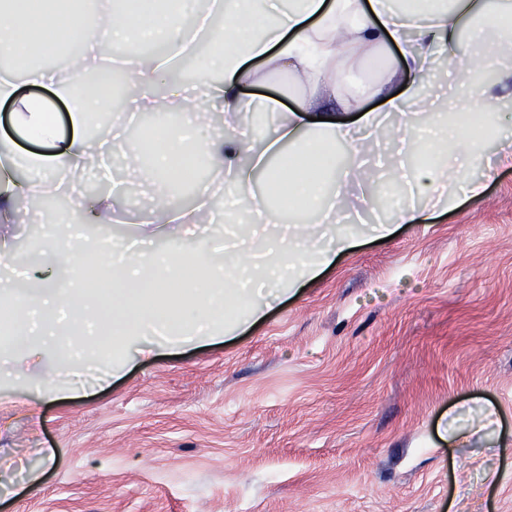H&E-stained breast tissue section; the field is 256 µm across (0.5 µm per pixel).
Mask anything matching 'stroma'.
<instances>
[{
    "label": "stroma",
    "instance_id": "35a3bbf8",
    "mask_svg": "<svg viewBox=\"0 0 512 512\" xmlns=\"http://www.w3.org/2000/svg\"><path fill=\"white\" fill-rule=\"evenodd\" d=\"M114 178L120 223L83 224L75 251L148 217V189ZM38 212L0 224L17 292L50 273ZM365 226L342 224L356 247L216 343L50 354L21 377L0 351V512H512V167L389 241Z\"/></svg>",
    "mask_w": 512,
    "mask_h": 512
}]
</instances>
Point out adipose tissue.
Returning <instances> with one entry per match:
<instances>
[{"label": "adipose tissue", "mask_w": 512, "mask_h": 512, "mask_svg": "<svg viewBox=\"0 0 512 512\" xmlns=\"http://www.w3.org/2000/svg\"><path fill=\"white\" fill-rule=\"evenodd\" d=\"M94 5L88 13L80 0H0L1 49L24 43L38 55L48 30L58 46L80 48L66 78L41 65L21 76L0 73V107L8 108L16 131L41 146L26 151L0 136V222L16 219L19 198L61 190L73 210L97 222L101 213L113 212V200H88L78 184L95 158L113 157L124 159L151 189L145 237H173L186 225L232 217L240 243L220 260L200 244L172 254L129 251L117 262L109 259L108 244L99 243L91 248L97 264L91 277L66 243H52L54 260L66 273L63 286L27 295L11 326L30 363L41 362L46 335L65 360L79 349L119 358L132 337L159 331L170 342H201L259 321L273 301L353 247L354 237L337 231L336 214L369 180L366 156L380 130L388 132L392 170L407 186L391 202L394 224H421L434 211L456 208L460 197L482 196L498 166H512V140L501 125L512 100L487 84L463 91L453 103L434 89L446 56L456 55L457 73L465 79L512 61V0H416L402 8L394 0H220L221 28L204 22L193 31L183 22L195 12L192 0H156L151 11L137 0ZM464 33L474 50L455 54ZM159 37L165 52L137 60L124 77L127 108L163 119L174 107L181 123L165 128L161 143L148 144L144 160L127 154L122 125L90 141L94 117L112 108L106 84L120 67L106 59V46ZM202 37L222 44L197 59L204 84L160 92L162 77ZM390 51L395 57L377 82L362 91L343 89L348 66ZM88 72L102 78V89L78 90ZM270 74L299 86L293 105L245 97L244 88ZM26 85L51 87L68 110L71 136L62 135L59 116L44 97L23 93ZM367 96L380 99V107L365 108ZM203 108L221 113V136L198 134L192 115ZM258 109L275 118L261 140L244 123ZM339 110L351 121L335 120ZM491 145L496 154L490 160ZM201 156L211 179L197 185L193 207H178L174 198ZM257 171L266 186L260 197L251 180ZM217 180L232 202L221 213L214 208ZM394 224L377 225L376 236H390Z\"/></svg>", "instance_id": "adipose-tissue-1"}]
</instances>
